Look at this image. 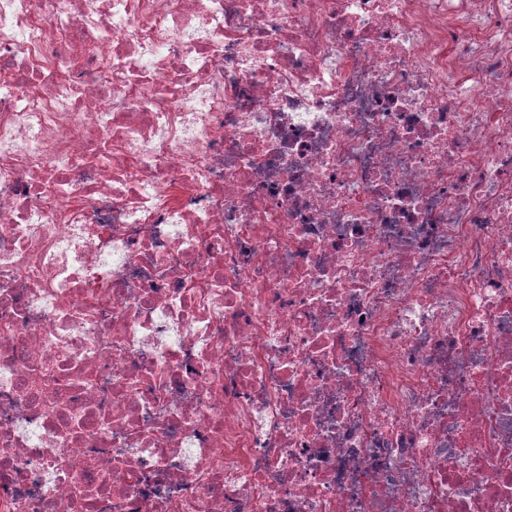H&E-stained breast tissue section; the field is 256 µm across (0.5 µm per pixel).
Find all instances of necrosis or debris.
Segmentation results:
<instances>
[{
	"mask_svg": "<svg viewBox=\"0 0 512 512\" xmlns=\"http://www.w3.org/2000/svg\"><path fill=\"white\" fill-rule=\"evenodd\" d=\"M0 512H512V0H0Z\"/></svg>",
	"mask_w": 512,
	"mask_h": 512,
	"instance_id": "obj_1",
	"label": "necrosis or debris"
}]
</instances>
